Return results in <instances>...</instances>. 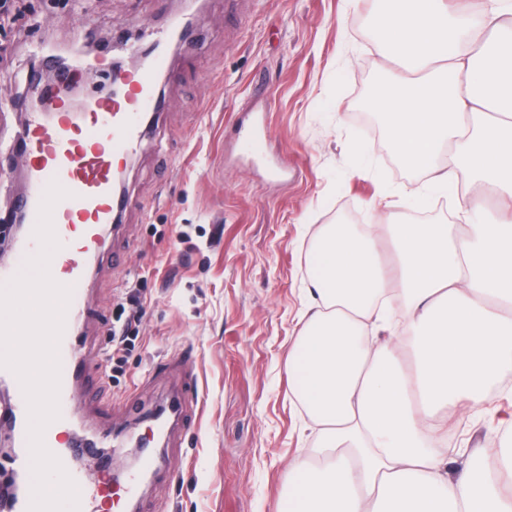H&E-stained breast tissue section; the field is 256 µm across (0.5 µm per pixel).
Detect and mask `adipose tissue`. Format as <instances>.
<instances>
[{
  "instance_id": "ef3b65f1",
  "label": "adipose tissue",
  "mask_w": 512,
  "mask_h": 512,
  "mask_svg": "<svg viewBox=\"0 0 512 512\" xmlns=\"http://www.w3.org/2000/svg\"><path fill=\"white\" fill-rule=\"evenodd\" d=\"M379 37L401 74L365 106L394 155L445 190L512 202V0H409ZM290 355L318 427L276 512H512L497 442L448 474L449 409H480L512 376V224L469 199L428 224L325 225Z\"/></svg>"
}]
</instances>
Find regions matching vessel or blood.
<instances>
[{"label":"vessel or blood","mask_w":512,"mask_h":512,"mask_svg":"<svg viewBox=\"0 0 512 512\" xmlns=\"http://www.w3.org/2000/svg\"><path fill=\"white\" fill-rule=\"evenodd\" d=\"M166 66L167 59L163 54L154 55L139 73L124 78L123 83L127 87L124 94L90 102L78 120L65 116L61 101L49 99L47 109L53 114L52 121L27 125L17 133L18 141L28 152L31 174L30 189L17 203L28 230L17 244L12 262L0 268V285L16 276L27 258L39 251L40 244L33 230L50 182H58L68 192L52 212L55 234L61 247L49 266L53 279L72 289L64 334L59 344L60 416L44 432L47 449L64 464L68 463L69 455L57 444L56 432L66 427L73 416L70 394L81 374L82 362L77 358L71 334L87 312V277L83 259L95 249L101 226L112 221L115 206L113 173L142 135V113L155 109L152 87ZM14 415L17 419L14 436L16 470L28 484L32 475L28 408L24 395H17Z\"/></svg>","instance_id":"b4317fda"}]
</instances>
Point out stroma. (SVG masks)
<instances>
[{
    "label": "stroma",
    "instance_id": "35a3bbf8",
    "mask_svg": "<svg viewBox=\"0 0 512 512\" xmlns=\"http://www.w3.org/2000/svg\"><path fill=\"white\" fill-rule=\"evenodd\" d=\"M380 0H7L0 6L1 218L27 187L15 132L35 78L53 75L35 49L81 54L137 72L134 49L193 14L128 159L129 207L87 260L89 313L76 332L105 370L117 305L138 292L133 345L100 394L75 385V418L61 443L93 430L102 441L76 467L95 484L99 512H274L288 466L316 438L292 397L288 354L300 331L309 267L305 231L336 223L412 222L419 208L451 216L448 192L419 203L422 177L393 155L378 120L358 116L389 51L371 23ZM265 134L264 158L243 148ZM179 396L185 415L124 506L100 469L128 471L155 412ZM512 396L448 416V445L473 452L503 438Z\"/></svg>",
    "mask_w": 512,
    "mask_h": 512
}]
</instances>
